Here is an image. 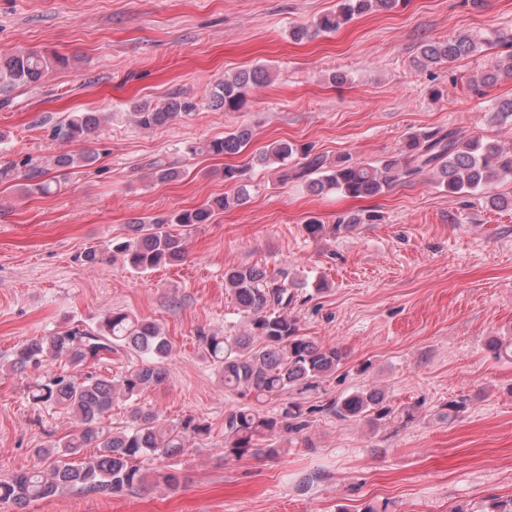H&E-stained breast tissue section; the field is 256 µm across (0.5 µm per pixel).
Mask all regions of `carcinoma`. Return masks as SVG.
<instances>
[{"instance_id": "obj_1", "label": "carcinoma", "mask_w": 512, "mask_h": 512, "mask_svg": "<svg viewBox=\"0 0 512 512\" xmlns=\"http://www.w3.org/2000/svg\"><path fill=\"white\" fill-rule=\"evenodd\" d=\"M398 0H338L336 10L320 16L314 28L297 27L295 41L320 33L334 32L354 17L373 11H388ZM479 44L468 35L443 41H425L414 58L416 66L427 70L472 56ZM69 59L56 53L20 51L0 60V94L37 82L46 72L63 68ZM270 77L264 66L242 70L206 90L204 98L174 94L158 103H140L129 113L143 129L164 125L188 116L204 102L226 112H238L248 102L253 86ZM512 77V51L499 57L494 68L472 79L468 88L476 95L499 80ZM489 122L512 125V98L498 100L489 110ZM100 117L91 112H71L56 129L62 138L85 139L96 132ZM253 129L240 125L222 138L192 144L188 153L213 156L234 155L252 139ZM94 161L91 153L63 154L55 159L59 171L82 168ZM257 161L266 168L280 170L283 180L292 176L305 182L316 194L336 192L354 199L374 198L395 183L424 172L451 195L482 196L495 208L508 202L489 194V189L503 180H512V145L480 136H466L454 128H431L410 133L399 151L376 165L355 163L348 159L327 162L320 154L299 148L287 141L269 144ZM152 177L168 182L179 171L160 159L149 163ZM224 181L232 184V193L175 214L170 223L183 228L209 224L219 211L244 204L251 184L246 169L227 164ZM381 216L375 211L357 213L327 227L316 218L303 225L308 237L317 240L338 235L358 224H373ZM132 235L113 246L126 265L138 272L172 265L186 256L182 235L167 231L165 221L130 225ZM269 276L257 266H236L224 271V287L234 295L245 318L241 333L229 338L217 333H200L204 355L215 365L224 389L248 402L229 411L224 418V458H262L275 460L288 453L284 444L308 432L315 413H327L340 421L365 420L372 427L394 415L385 392L369 384L346 396L331 398L322 405L304 407L298 400H288L273 412L266 409L272 400L294 391L300 395L330 378L346 358L343 348L323 346L300 333L299 319L293 313L299 289L306 283L286 282ZM120 348L134 351L141 363L119 379L105 377L93 368ZM487 349L496 359L512 360V342L502 338L489 341ZM172 351L169 339L160 327L121 310H108L95 325L74 323L50 336L32 338L18 346L1 368L23 372L53 361L64 360L87 371L73 375H54L33 383L28 399L36 406L65 410L80 425L77 433L63 443L35 449L48 465L10 479L0 478V501L24 507L32 501L53 496L64 490L87 494H116L164 484L175 487L179 476L169 471H149V461L172 459L184 453L194 439L210 432L209 424L188 417L173 424L161 422L160 414L150 408L136 407L132 424L121 431L105 425L113 402L122 398L135 401L148 388L166 377L163 362ZM84 448H95L92 459L78 464L67 458Z\"/></svg>"}]
</instances>
